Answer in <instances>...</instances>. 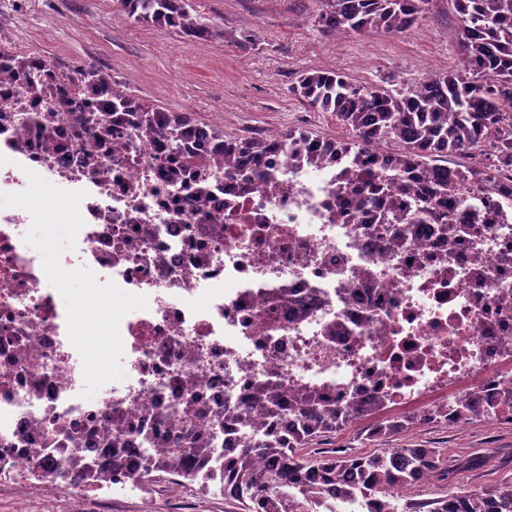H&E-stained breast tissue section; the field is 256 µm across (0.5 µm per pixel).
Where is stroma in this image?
I'll use <instances>...</instances> for the list:
<instances>
[{"instance_id":"1","label":"stroma","mask_w":512,"mask_h":512,"mask_svg":"<svg viewBox=\"0 0 512 512\" xmlns=\"http://www.w3.org/2000/svg\"><path fill=\"white\" fill-rule=\"evenodd\" d=\"M25 33L0 30V48L40 54L65 71L98 66L129 91L164 111L184 112L231 134H274L295 128L328 139H349L329 112L291 92L300 74L335 71L362 85L406 88L434 74L458 70L461 21L453 0H431L407 32L328 35L315 17L320 0H189L200 22L219 38L192 40L177 30L129 17L117 0H5ZM370 420L338 431L330 447L349 454L383 448H435L447 465L497 449L481 467L448 482L410 488L412 500L479 491L512 481V427L487 420L462 425L415 424L382 440L370 437ZM0 512H244L230 496L164 478L103 505L71 485L56 499L34 486L0 488Z\"/></svg>"}]
</instances>
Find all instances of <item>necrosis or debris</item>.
Returning <instances> with one entry per match:
<instances>
[{
  "mask_svg": "<svg viewBox=\"0 0 512 512\" xmlns=\"http://www.w3.org/2000/svg\"><path fill=\"white\" fill-rule=\"evenodd\" d=\"M0 58V192L34 171L85 191L84 224L63 268L146 296L120 322L125 377L83 398V363L29 213L0 208V483L47 473L83 480L71 449L135 484L153 453L185 431L222 468L238 433L221 420L254 384L315 389L336 407L393 413L481 403L512 425V210L495 224H376L373 206L337 205L340 165L277 153L255 185L224 176L216 143L204 172L171 181L158 143L133 131L95 137L102 104L41 57ZM120 456H113V449Z\"/></svg>",
  "mask_w": 512,
  "mask_h": 512,
  "instance_id": "necrosis-or-debris-1",
  "label": "necrosis or debris"
}]
</instances>
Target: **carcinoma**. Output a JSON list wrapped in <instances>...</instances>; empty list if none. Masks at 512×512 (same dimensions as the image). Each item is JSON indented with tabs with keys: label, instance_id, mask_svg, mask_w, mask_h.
I'll use <instances>...</instances> for the list:
<instances>
[{
	"label": "carcinoma",
	"instance_id": "1",
	"mask_svg": "<svg viewBox=\"0 0 512 512\" xmlns=\"http://www.w3.org/2000/svg\"><path fill=\"white\" fill-rule=\"evenodd\" d=\"M326 10L316 21L332 35L383 31L406 32L425 14L430 0H323ZM123 11L140 22L179 30L192 39H206L209 28L190 11L188 0H120ZM462 23L458 44L463 68L439 73L414 88L389 90L357 84L324 70L303 72L290 91L310 107L331 112L352 131L351 140H326L303 130L279 135L237 136L205 126L181 112L162 111L136 97L112 75L87 66L67 75L73 87L99 91L103 112L95 132L109 137L120 125L135 129L151 142L186 139L206 129L210 140L224 147V156L259 163L276 145L288 147V160L325 165L341 161L345 170L336 197L356 194L375 208V224L453 223L450 209L461 206L465 223L493 220L500 204L512 207V0H454ZM470 162H465V159ZM210 156L198 152L167 160L171 179L181 180L204 167ZM486 176L500 203L486 209L484 200H457L471 177ZM264 170L238 166L224 176L253 183ZM252 404L272 418L280 415L283 395L277 386L259 383L252 388ZM298 426L271 429L240 443L225 459L224 475L214 477L195 469L209 449L186 433L181 448L149 459L146 472L174 475L204 489L231 484L248 512H311L319 505L323 485L333 483L348 496L374 501L395 487H411L429 478L453 477L434 448H392L371 454H336L330 448L309 460L302 451L321 438L352 424L355 417L323 405L319 393L305 390L291 399ZM422 421L415 414L377 423L375 436L392 435ZM262 456L266 467L255 458ZM74 467L94 481L111 476L84 461L71 449ZM400 512H512V482L485 492L458 493L430 501H405Z\"/></svg>",
	"mask_w": 512,
	"mask_h": 512
}]
</instances>
